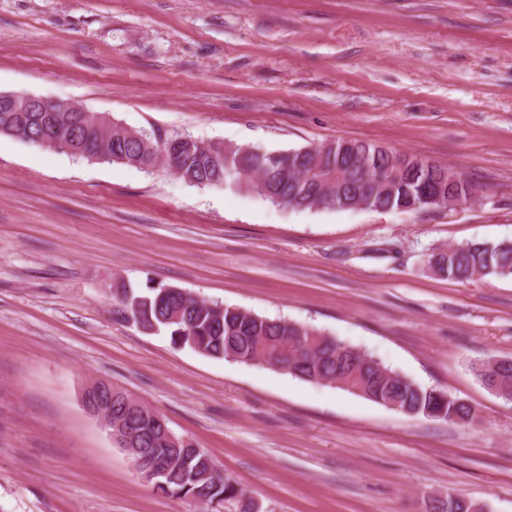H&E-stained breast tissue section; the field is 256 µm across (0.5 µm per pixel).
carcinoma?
<instances>
[{"label": "carcinoma", "instance_id": "obj_1", "mask_svg": "<svg viewBox=\"0 0 512 512\" xmlns=\"http://www.w3.org/2000/svg\"><path fill=\"white\" fill-rule=\"evenodd\" d=\"M58 131L62 138L56 152L72 157V152L102 151L105 163H120L140 169L153 166L174 134L162 138L144 130L132 133L114 124L107 131L89 123L79 112H68L60 105L30 106L28 112H0V135L27 142L43 131ZM231 155L219 153L204 142L184 145L178 161L180 179L197 187L234 186L277 205L301 210L334 208L352 210L361 203L369 210L387 206L391 211L412 196L415 210L434 207L420 195L433 188V175L411 177L417 156H411L406 169L391 165L387 150L359 140L335 141L318 147L288 151L255 149ZM443 196L474 191L467 179L448 182L454 172L437 167ZM432 272L455 280L495 277L512 278V240L465 242L430 255ZM112 312L118 318L149 330L169 334L173 344L187 345L209 357L248 363L265 353L283 354L279 370L298 379L331 384L362 395L381 405L393 403L406 415H424L457 423L473 420L475 410L446 391L422 387L400 376L381 361L364 362L359 349L345 341L298 322L268 319L250 311L218 302L200 304L189 292L161 284H146L135 291L123 282L112 286ZM481 383L512 381V359L471 365ZM118 390L112 400V417L134 418ZM141 448L153 459L170 467L169 476L153 490L167 496L188 499L204 512H252L254 497H243L236 482L221 473L211 456L197 451L198 444L184 447L155 432H146Z\"/></svg>", "mask_w": 512, "mask_h": 512}]
</instances>
